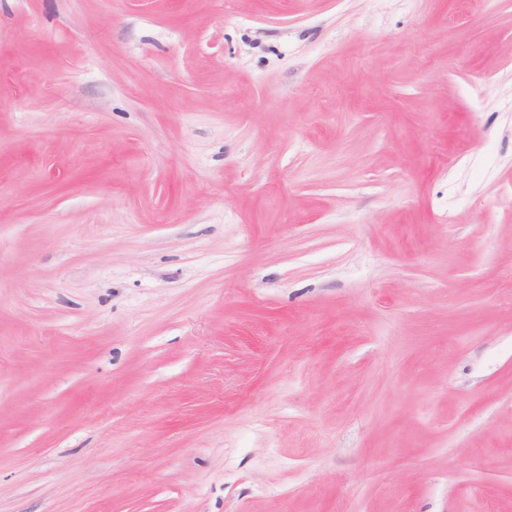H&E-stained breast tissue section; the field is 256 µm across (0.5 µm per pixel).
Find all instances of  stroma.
I'll list each match as a JSON object with an SVG mask.
<instances>
[{
	"mask_svg": "<svg viewBox=\"0 0 512 512\" xmlns=\"http://www.w3.org/2000/svg\"><path fill=\"white\" fill-rule=\"evenodd\" d=\"M0 512H512V0H0Z\"/></svg>",
	"mask_w": 512,
	"mask_h": 512,
	"instance_id": "obj_1",
	"label": "stroma"
}]
</instances>
